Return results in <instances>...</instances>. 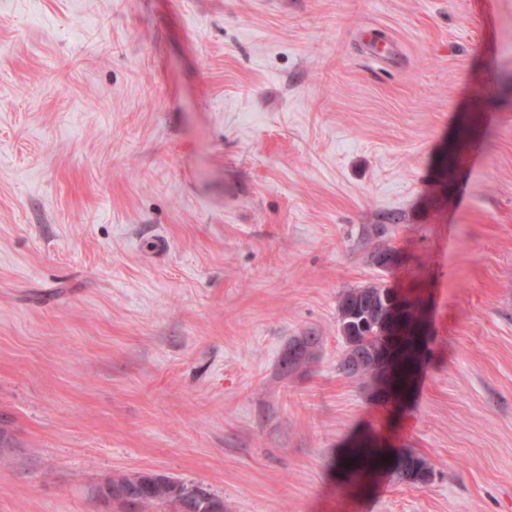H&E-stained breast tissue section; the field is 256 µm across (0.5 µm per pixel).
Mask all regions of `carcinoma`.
<instances>
[{
	"mask_svg": "<svg viewBox=\"0 0 512 512\" xmlns=\"http://www.w3.org/2000/svg\"><path fill=\"white\" fill-rule=\"evenodd\" d=\"M400 302L422 304L419 297L383 283L349 288L337 301L338 329L340 335L347 337L337 370L375 394L402 391L419 355V337L408 319L400 321L395 335L390 334V325L385 323L387 315ZM321 342L322 337L313 330L291 339L280 360L282 372L292 375L313 362ZM388 351L391 357L385 361L382 356ZM347 463L355 470L387 463L398 478L412 483L417 482V474L426 467L422 459L410 452L389 456L363 444L355 445ZM108 483L136 492L141 512H156L158 508L184 512L186 493L191 486L185 480L167 475L156 480L154 474L144 472L120 473Z\"/></svg>",
	"mask_w": 512,
	"mask_h": 512,
	"instance_id": "carcinoma-1",
	"label": "carcinoma"
}]
</instances>
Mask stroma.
Listing matches in <instances>:
<instances>
[{
    "mask_svg": "<svg viewBox=\"0 0 512 512\" xmlns=\"http://www.w3.org/2000/svg\"><path fill=\"white\" fill-rule=\"evenodd\" d=\"M380 279L426 300L398 399L337 370ZM0 426V512L136 471L230 512H512V0H0ZM362 438L430 479L348 472ZM321 342V336L313 330L291 339L280 360L282 372L285 375H292L302 366L311 364L321 347Z\"/></svg>",
    "mask_w": 512,
    "mask_h": 512,
    "instance_id": "1",
    "label": "stroma"
}]
</instances>
